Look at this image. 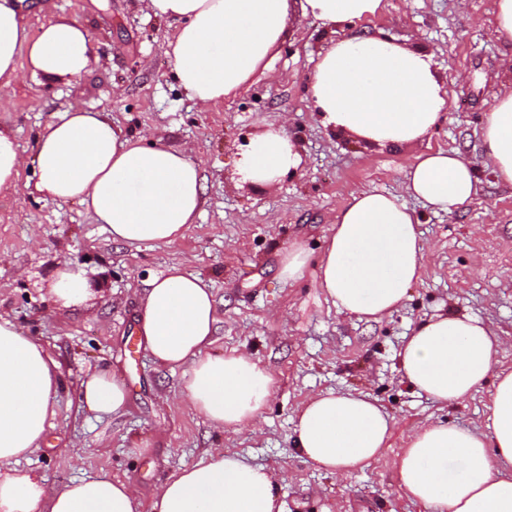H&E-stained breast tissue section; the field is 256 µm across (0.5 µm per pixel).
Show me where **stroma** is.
<instances>
[{"mask_svg":"<svg viewBox=\"0 0 512 512\" xmlns=\"http://www.w3.org/2000/svg\"><path fill=\"white\" fill-rule=\"evenodd\" d=\"M495 0H382L376 14L329 32L311 17L295 22L264 73L222 102L201 107L180 87L167 54L175 25L144 0H23L30 35L64 16L86 26L98 48L87 72L44 85L22 73L0 126L32 160L48 123L69 105L109 113L127 133L188 150L201 164L205 204L183 239L132 247L116 241L78 203L20 191L0 198V315L39 339L63 380L59 413L21 469L62 485L86 474L130 481L139 512L157 487L214 448H229L277 475L285 512H426L400 489L394 462L426 424L485 430L493 380L443 405L414 392L398 353L422 321L443 310L484 320L500 338L497 369H512V188L485 164L481 126L503 83L512 81V41L498 37ZM392 38L432 54L449 98L423 140L392 149L324 127L307 77L333 34ZM285 128L300 149L297 171L272 187L239 182L235 165L255 135ZM438 150L472 160L478 195L453 213L434 212L406 190L415 156ZM397 196L418 219L423 274L405 304L378 320L338 312L315 282L337 213L365 191ZM307 256L304 278L282 279L288 251ZM84 264L103 295L58 308L47 282L59 263ZM173 264L207 279L217 306L215 355L250 357L273 377L255 428L218 431L181 396L182 370L157 366L136 331L145 282ZM124 378L125 410L95 417L80 401L87 372ZM368 394L394 418L385 454L344 477L306 459L294 444L299 407L327 391Z\"/></svg>","mask_w":512,"mask_h":512,"instance_id":"stroma-1","label":"stroma"}]
</instances>
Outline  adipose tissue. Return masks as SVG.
Returning a JSON list of instances; mask_svg holds the SVG:
<instances>
[{
	"label": "adipose tissue",
	"mask_w": 512,
	"mask_h": 512,
	"mask_svg": "<svg viewBox=\"0 0 512 512\" xmlns=\"http://www.w3.org/2000/svg\"><path fill=\"white\" fill-rule=\"evenodd\" d=\"M381 0H147L152 14L176 23L170 55L180 85L201 106L220 102L266 67L296 16L323 26L375 14ZM97 48L87 29L61 17L29 35L16 0H0V99L26 58L32 76L53 84L86 71ZM325 126L380 145L400 147L426 136L446 106L431 55L377 37L332 40L307 78ZM482 150L497 182L512 186V89L486 114ZM34 190L58 202H79L113 241L129 246L171 244L203 205L198 162L184 151L141 145L107 113L69 106L41 135ZM301 163L284 130L256 135L238 161L246 181L274 185ZM25 166L11 130L0 127V197L20 190ZM406 189L437 212L450 213L479 192L473 163L458 152L417 156ZM415 217L389 193L355 195L336 217L317 280L338 312L377 319L397 311L421 278ZM50 292L64 307L94 294L79 265L63 263ZM138 333L155 364L184 371L189 406L219 429L255 425L271 374L243 355H214L216 301L211 285L173 267L150 279L140 299ZM498 342L482 320L439 313L419 325L399 353L409 386L448 404L468 397L495 376L486 431L448 424L419 427L397 461L400 488L431 512H512V371L495 372ZM62 380L45 347L0 317V512H138L128 481L89 475L55 487L20 460L41 447L57 413ZM127 386L95 372L81 400L96 415L121 414ZM389 413L361 392H326L297 415L295 440L309 460L332 473L369 466L392 434ZM151 512H285L272 471L216 448L157 491Z\"/></svg>",
	"instance_id": "obj_1"
}]
</instances>
